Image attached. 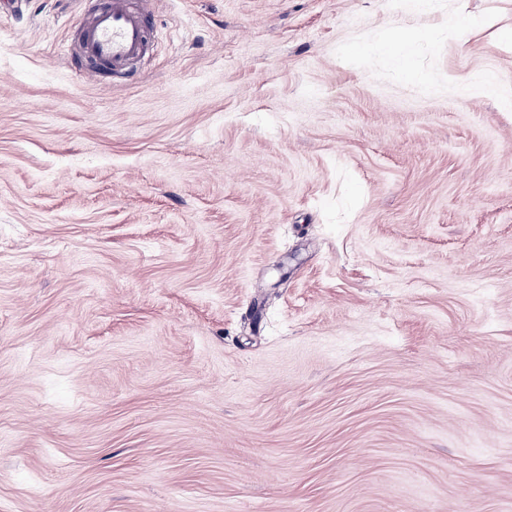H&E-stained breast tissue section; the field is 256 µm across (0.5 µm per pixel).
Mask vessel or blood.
<instances>
[{"mask_svg":"<svg viewBox=\"0 0 512 512\" xmlns=\"http://www.w3.org/2000/svg\"><path fill=\"white\" fill-rule=\"evenodd\" d=\"M153 18L148 8L129 0H98L79 30L77 74L82 78L128 76L150 51Z\"/></svg>","mask_w":512,"mask_h":512,"instance_id":"b4317fda","label":"vessel or blood"}]
</instances>
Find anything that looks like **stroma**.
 Returning <instances> with one entry per match:
<instances>
[{"instance_id":"35a3bbf8","label":"stroma","mask_w":512,"mask_h":512,"mask_svg":"<svg viewBox=\"0 0 512 512\" xmlns=\"http://www.w3.org/2000/svg\"><path fill=\"white\" fill-rule=\"evenodd\" d=\"M93 8L0 23V512H512V0ZM131 0H99L79 29L77 74L81 78L127 77L150 51L153 15ZM416 36V32L404 28H396L389 36V43L395 50L394 55L397 62L404 67L405 73L414 79L419 76L408 65V47Z\"/></svg>"}]
</instances>
